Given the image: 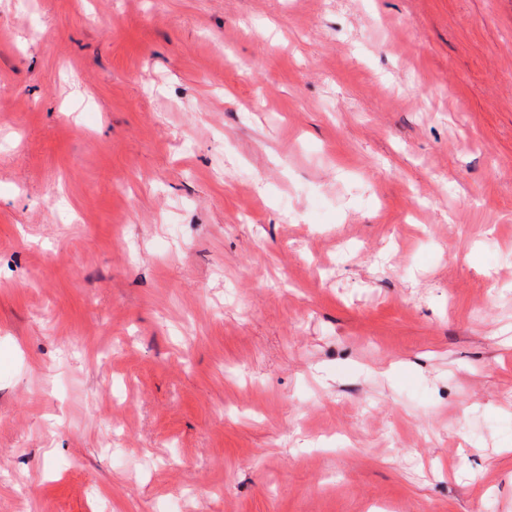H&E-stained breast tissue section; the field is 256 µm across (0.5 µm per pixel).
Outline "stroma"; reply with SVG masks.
<instances>
[{
    "instance_id": "obj_1",
    "label": "stroma",
    "mask_w": 512,
    "mask_h": 512,
    "mask_svg": "<svg viewBox=\"0 0 512 512\" xmlns=\"http://www.w3.org/2000/svg\"><path fill=\"white\" fill-rule=\"evenodd\" d=\"M512 512V0H0V512Z\"/></svg>"
}]
</instances>
